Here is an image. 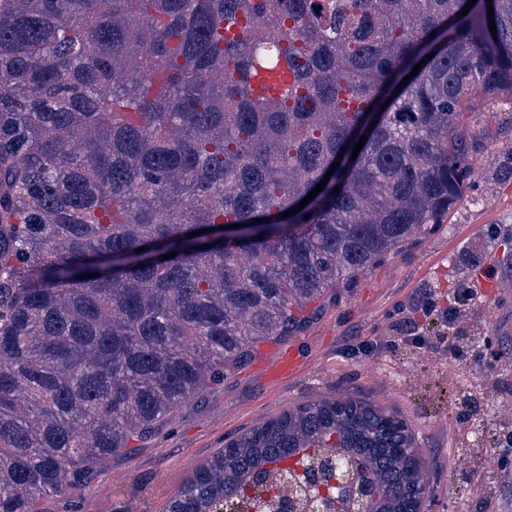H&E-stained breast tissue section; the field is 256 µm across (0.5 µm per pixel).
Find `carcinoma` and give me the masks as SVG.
Here are the masks:
<instances>
[{
	"label": "carcinoma",
	"mask_w": 512,
	"mask_h": 512,
	"mask_svg": "<svg viewBox=\"0 0 512 512\" xmlns=\"http://www.w3.org/2000/svg\"><path fill=\"white\" fill-rule=\"evenodd\" d=\"M467 3L0 0V512H40L442 223L483 136L464 114L512 98V0ZM422 471L402 419L324 398L168 512H280L345 474L361 512H418Z\"/></svg>",
	"instance_id": "carcinoma-1"
}]
</instances>
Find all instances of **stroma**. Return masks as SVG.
<instances>
[{"mask_svg":"<svg viewBox=\"0 0 512 512\" xmlns=\"http://www.w3.org/2000/svg\"><path fill=\"white\" fill-rule=\"evenodd\" d=\"M472 120L485 135L472 154L471 185L443 223L327 291L300 330L256 344L223 382L175 409L66 495L45 498L41 512H167L173 495L226 442L326 396L365 398L406 420L431 486L422 512H460L477 483L486 512H512V456L493 442L512 426V100ZM489 267L495 285L486 288L481 277ZM461 287L472 297L456 305L455 324L418 311L424 296L455 305ZM406 321L427 345L403 342ZM454 346L468 351L469 361L453 362ZM289 348L302 372L271 382L268 368ZM462 393L487 404L481 419L452 409Z\"/></svg>","mask_w":512,"mask_h":512,"instance_id":"stroma-1","label":"stroma"}]
</instances>
